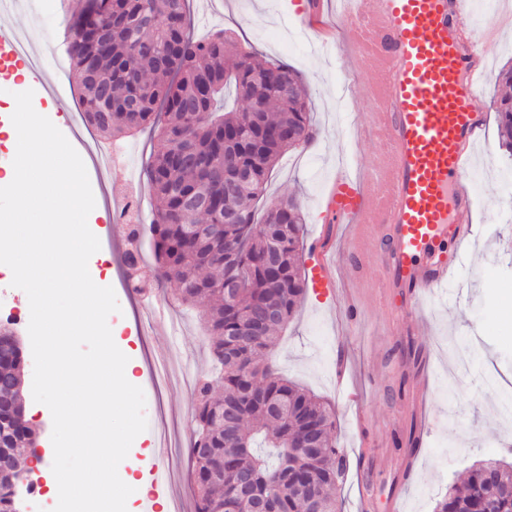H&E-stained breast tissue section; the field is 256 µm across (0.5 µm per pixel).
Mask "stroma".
<instances>
[{"instance_id":"35a3bbf8","label":"stroma","mask_w":512,"mask_h":512,"mask_svg":"<svg viewBox=\"0 0 512 512\" xmlns=\"http://www.w3.org/2000/svg\"><path fill=\"white\" fill-rule=\"evenodd\" d=\"M72 0H24L0 12V24L21 22L44 49L43 63L53 67L66 51L65 31ZM292 0H190V34L201 39L215 30L233 32L253 46L260 61H284L303 76L309 89L315 146L286 153L268 179V200L298 199L306 239H322L336 263L340 300L324 302L316 288L307 293L281 331L275 361L281 374L334 405L336 445L350 464L337 492L341 512H433L451 483H462L472 465L485 459L512 463V422L502 425L501 404L512 401V159L498 143L494 100L499 70L512 63V28L497 35V46L484 65L480 107L487 113L484 136L475 151L473 181L476 234L464 245L442 237L441 249L463 247L468 261L460 271L463 293L448 289L423 299L415 312L391 306L371 262L379 246L371 225L326 224L321 201L337 171L362 177L380 165L382 146L366 132L369 100L344 97L347 80L335 56L294 19ZM9 56L0 55V107L23 99L40 110L54 141L72 144L73 131L85 128L78 89L45 99L35 87L18 92L10 80ZM122 162L109 172L110 197L140 198L151 207L153 191L141 176L150 153L161 143L149 132L117 141ZM122 267L112 273V308L103 324L119 329L127 357L138 363L131 407H117L113 421L131 431L132 447L144 449L142 469H150L159 449V432L190 436L192 389L178 379L152 385V368L174 354L176 371L198 378L210 371V354L200 308L181 305L174 283L140 292L124 289ZM31 285L22 279L0 280V297L20 316L10 323L22 339L27 407L39 410V449L62 447L67 436L58 427V403L42 387L46 368L43 346L24 310ZM165 304L179 322L177 333L149 321L148 307ZM426 378L422 400H415L417 378Z\"/></svg>"}]
</instances>
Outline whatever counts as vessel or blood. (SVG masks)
Here are the masks:
<instances>
[{
  "mask_svg": "<svg viewBox=\"0 0 512 512\" xmlns=\"http://www.w3.org/2000/svg\"><path fill=\"white\" fill-rule=\"evenodd\" d=\"M341 37L361 43L347 66L380 69L383 83L370 123L386 145L375 190L340 175L325 193L331 224H373L383 242L377 268L387 299L415 310L444 288L462 255L434 254L444 234L473 236L472 149L486 116L478 107L482 67L492 51L485 33L463 26L471 0H349ZM316 286L335 295L333 268L316 253Z\"/></svg>",
  "mask_w": 512,
  "mask_h": 512,
  "instance_id": "vessel-or-blood-1",
  "label": "vessel or blood"
}]
</instances>
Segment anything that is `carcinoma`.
Returning a JSON list of instances; mask_svg holds the SVG:
<instances>
[{
	"instance_id": "1",
	"label": "carcinoma",
	"mask_w": 512,
	"mask_h": 512,
	"mask_svg": "<svg viewBox=\"0 0 512 512\" xmlns=\"http://www.w3.org/2000/svg\"><path fill=\"white\" fill-rule=\"evenodd\" d=\"M100 3V33L70 52L84 118L112 136L153 127L163 142L143 169L152 218L128 228L126 241L146 234L155 278L208 307L216 372L193 388L195 512H254L263 500L270 512H336L346 461L335 411L273 363L278 333L306 292L301 205L284 198L255 219L281 154L317 140L303 77L288 64L258 63L222 31L193 39L188 0H123L113 20ZM496 83L499 144L512 157V65ZM239 168L250 172L244 185L234 184ZM227 279L241 282L230 296ZM12 335L0 325V512H16L12 504L30 487L18 459L39 443L13 388L25 358ZM485 502L512 512V464L473 465L462 490L448 487L434 512H479Z\"/></svg>"
}]
</instances>
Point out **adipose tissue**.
Masks as SVG:
<instances>
[{"mask_svg": "<svg viewBox=\"0 0 512 512\" xmlns=\"http://www.w3.org/2000/svg\"><path fill=\"white\" fill-rule=\"evenodd\" d=\"M0 143L9 147L14 159L0 172V182L12 189L18 211H38L40 218L30 224L0 225V246L16 257L12 273L26 278L34 288L27 306L48 328L43 347L48 362L46 389L64 395L57 422L70 435L67 452L84 456L92 449L84 433V420L94 415L109 417L114 405L129 404L138 377L136 363L124 355L121 342L105 351L102 370L71 366L68 342L73 334L87 333L98 322L99 311L112 303V254L100 252L101 265L89 275L84 253L91 241L81 239L77 226L84 209L82 190L85 163L67 149L52 144L36 113H28L23 127H0ZM58 258L48 264L47 251ZM71 289L79 312L58 310L60 288ZM111 451L105 465L91 464L82 475L56 471L47 456L29 453L24 467L40 473L49 492L59 488L83 487L86 497L112 505L114 512H127L130 502L145 497L150 485L144 478L134 450L122 447L120 438L109 441Z\"/></svg>", "mask_w": 512, "mask_h": 512, "instance_id": "ef3b65f1", "label": "adipose tissue"}]
</instances>
